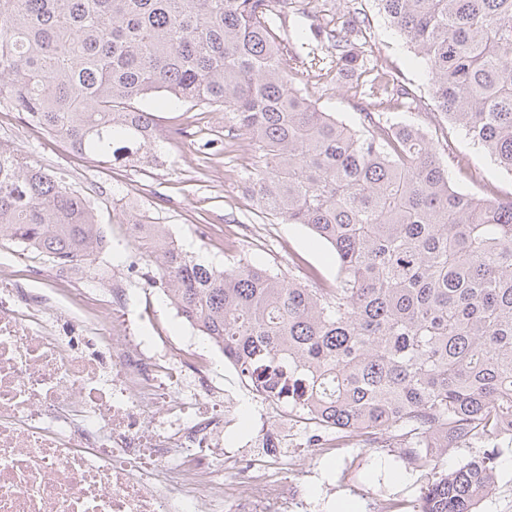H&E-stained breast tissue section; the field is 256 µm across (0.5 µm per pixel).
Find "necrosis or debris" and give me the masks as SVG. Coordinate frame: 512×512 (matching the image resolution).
Returning a JSON list of instances; mask_svg holds the SVG:
<instances>
[{
	"label": "necrosis or debris",
	"instance_id": "necrosis-or-debris-1",
	"mask_svg": "<svg viewBox=\"0 0 512 512\" xmlns=\"http://www.w3.org/2000/svg\"><path fill=\"white\" fill-rule=\"evenodd\" d=\"M126 288L47 313L0 263V512H224L214 461L232 425L204 368L162 366L157 343L112 317ZM237 512H288L263 464Z\"/></svg>",
	"mask_w": 512,
	"mask_h": 512
}]
</instances>
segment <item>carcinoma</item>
I'll list each match as a JSON object with an SVG mask.
<instances>
[{
	"label": "carcinoma",
	"mask_w": 512,
	"mask_h": 512,
	"mask_svg": "<svg viewBox=\"0 0 512 512\" xmlns=\"http://www.w3.org/2000/svg\"><path fill=\"white\" fill-rule=\"evenodd\" d=\"M424 64L448 122L512 174V0H376ZM291 0H0V102L102 164L157 148L145 97L224 107L260 153L258 209L336 253L327 285L241 258L220 269L163 237L152 284L264 400L323 434L379 438L424 472L412 512H479L512 442V197L456 187L433 139L383 120L406 90L366 69L362 127L297 89L271 27ZM366 17L318 30L358 72ZM92 260L89 200L0 144V241ZM461 439L482 457L445 467Z\"/></svg>",
	"instance_id": "1"
}]
</instances>
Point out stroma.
Here are the masks:
<instances>
[{
	"label": "stroma",
	"instance_id": "stroma-1",
	"mask_svg": "<svg viewBox=\"0 0 512 512\" xmlns=\"http://www.w3.org/2000/svg\"><path fill=\"white\" fill-rule=\"evenodd\" d=\"M356 8L368 16L370 29L356 40L355 53L386 68L409 92L398 108L385 110V118L419 127L432 137L458 188L478 197L512 196V175L436 111L422 64L379 13L375 0H301L275 22L276 33L288 47L294 85L322 111L359 126L368 85L354 84L317 43L302 50L296 42L298 33L310 26L346 24ZM145 106L161 132H176L161 142V162L110 166L91 156L73 155L64 143L29 129L21 113L0 103V140L48 170L66 173L96 209L105 248L78 272L75 289L90 291L102 277L132 273V303L118 308L116 318L129 321L137 334L155 337L167 362L196 363L212 370L236 399L235 423L224 437L225 455L261 459L293 499L292 512H338L342 502L351 512H408L421 482L414 473H405L402 481L393 479V472H405L396 449L362 448L355 438L345 436L337 437L332 448L314 446L313 428L288 408H274L253 393L222 353L194 334L152 288L151 245L127 236L128 224L139 220L160 225L183 249L217 266L239 255L274 272L295 263L330 283L337 265L334 250L317 242L306 227L284 223L253 205L245 185L258 167V154L244 138L228 141L222 108L156 100ZM461 159L469 161L470 171L458 172ZM49 266L46 257L32 250H19L13 259L21 288L40 292L53 305H67L66 289L54 288L47 279L29 278L31 270ZM275 434L281 444L273 452L263 447L262 439Z\"/></svg>",
	"mask_w": 512,
	"mask_h": 512
}]
</instances>
